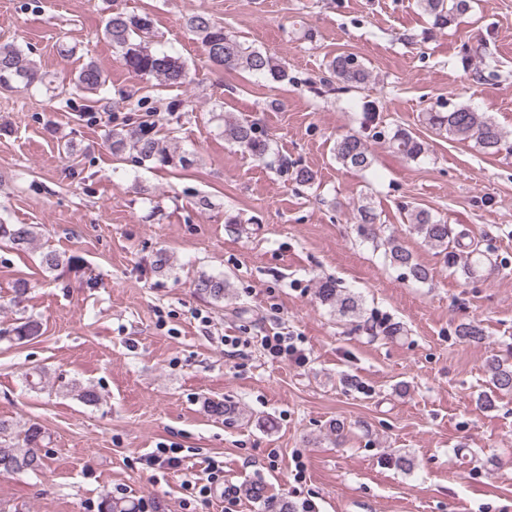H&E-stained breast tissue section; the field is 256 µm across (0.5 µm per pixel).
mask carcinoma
Returning a JSON list of instances; mask_svg holds the SVG:
<instances>
[{"label": "carcinoma", "instance_id": "1", "mask_svg": "<svg viewBox=\"0 0 512 512\" xmlns=\"http://www.w3.org/2000/svg\"><path fill=\"white\" fill-rule=\"evenodd\" d=\"M417 6L429 17L433 27L445 29L469 9V0H417ZM186 25L197 36L212 65L224 70L259 75L271 83L292 81L288 68L279 59L241 42L206 13L192 14L186 19ZM104 35L121 51L124 64L131 71L155 78L160 86H177L191 81L183 62L152 48L153 19L150 14L113 11L106 19ZM326 70L328 76L320 80L321 85L338 93L357 89L371 79L368 68L354 54L343 53L333 57L327 63ZM15 83L28 87L42 85L45 83V75L19 46L11 42L0 43V88H11ZM106 84L104 71L90 61L78 70L74 87L83 94L99 95L105 90ZM377 109L376 102H365L362 130L336 138L332 154L342 167L356 171H365L371 167L373 158L367 130L372 123V113ZM218 117L224 123V139L227 142L258 161L267 159L271 151L270 139L257 122L227 112L218 114ZM426 123L432 129L457 140L475 142L486 154L496 155L503 150L512 153V140L507 132L491 118L466 105H458L447 111L428 112ZM106 141L113 155L120 156L132 151L135 153V161L140 164L147 162L160 167L186 168L196 162L188 153L177 150L175 132H160L155 121L149 118L134 126L108 131ZM389 144L394 152L407 159L414 160L425 153L424 143L406 129L395 130L389 137ZM277 170L291 172V178L301 186H311L316 179L315 173L308 168H288L286 159L279 160ZM377 220L378 215L371 203L358 207V231L361 236L375 239L378 232ZM410 223L424 246L443 255L448 266L456 264V253L449 249L451 230L444 221L433 216L430 211L419 208L410 213ZM37 236L36 227L32 224H0V240L9 242L18 250L28 248ZM383 246L384 259L390 265L407 270L418 282L429 279V270L416 263L413 254L397 239L390 238ZM79 263L80 258L75 255L66 256L55 251L41 255L42 266L50 272L71 270L78 267ZM230 288L231 282L221 275L203 273L195 282L196 292L216 303L224 301ZM316 297L322 305L343 318L362 316V300L341 288L334 279L319 281ZM40 332L39 320L31 316L21 318L12 329L14 340L18 342L32 340ZM488 369L495 389L512 390V365L493 357L488 361ZM207 409L212 416L222 418L226 423L238 414V408L226 401H211ZM43 440L44 431L36 423L30 424L19 434L12 424L0 420V475L40 473L44 468V457L40 454Z\"/></svg>", "mask_w": 512, "mask_h": 512}]
</instances>
